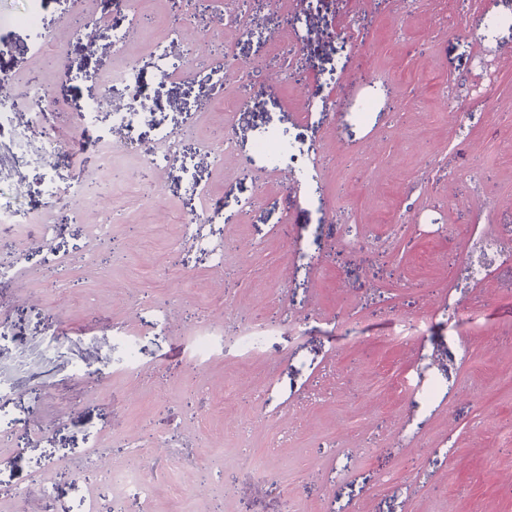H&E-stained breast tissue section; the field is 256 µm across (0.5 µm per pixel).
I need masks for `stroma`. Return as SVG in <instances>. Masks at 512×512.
I'll return each mask as SVG.
<instances>
[{
	"label": "stroma",
	"instance_id": "35a3bbf8",
	"mask_svg": "<svg viewBox=\"0 0 512 512\" xmlns=\"http://www.w3.org/2000/svg\"><path fill=\"white\" fill-rule=\"evenodd\" d=\"M23 7L0 0V78L62 109L0 124V258L19 261L0 288V512H512V390L485 401L512 374V272L468 271L480 242L512 248V0H268L251 38L185 0L184 49L235 59L230 112L205 105V72L161 75L170 0H41L33 25ZM134 14L149 24L120 48ZM129 67L134 89L113 79ZM136 90L149 112L113 127ZM101 95L89 132L109 144L73 153ZM50 179L109 196L110 221L48 207ZM267 319L303 332L225 356ZM400 319L424 335L390 341ZM172 450L193 457L178 476ZM100 467L138 469L151 498Z\"/></svg>",
	"mask_w": 512,
	"mask_h": 512
}]
</instances>
